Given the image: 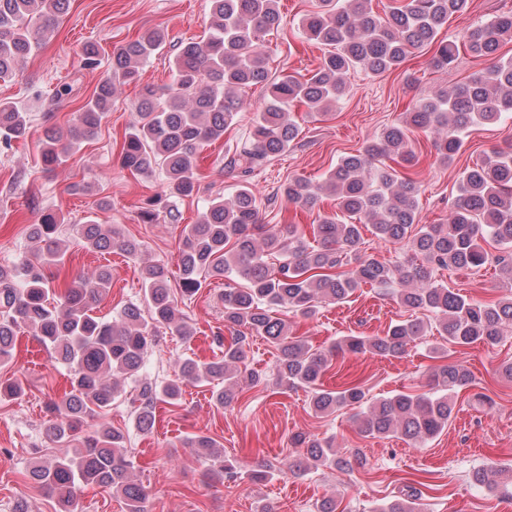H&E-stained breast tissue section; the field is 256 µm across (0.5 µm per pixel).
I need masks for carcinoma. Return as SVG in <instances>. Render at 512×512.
Returning <instances> with one entry per match:
<instances>
[{"mask_svg": "<svg viewBox=\"0 0 512 512\" xmlns=\"http://www.w3.org/2000/svg\"><path fill=\"white\" fill-rule=\"evenodd\" d=\"M67 2L0 0L1 80L20 68L38 44V35L52 29ZM209 2L207 39L181 43L168 85L141 86L134 118L125 132L122 165L144 177L153 176L159 168L164 173L163 194L143 208L142 219L156 220L161 208L172 214V203L193 193L201 149L223 138L234 124L240 94L253 86H266L268 94L249 142L226 163L242 180L228 196L208 200L197 221L182 229V293L197 292L210 278L227 279L224 322L243 327L274 347L277 384L307 389L315 413L355 405L361 408L356 414L358 429L366 436L401 434L420 443L436 437L453 417L457 390L473 385L469 370L460 363L438 368L432 393L400 391L373 401L366 400L359 386L326 389L322 378L330 356L348 352L400 358L410 344L433 330L455 345L491 347L512 331V296L481 302L436 280L441 270L485 265L489 261L486 243L512 248V147L492 151L461 173L457 201L440 224H419V187L386 164L388 159L409 163L415 158L410 134L416 130L434 134L437 159L447 164L463 149L464 132L471 124L512 119V58L498 60L449 91L420 99L399 123L384 128L376 141L343 156L323 184L300 176L289 179L282 195L302 207H314L324 186L336 195L339 212L319 218L312 238L296 224L261 234L257 200L244 177L286 151L297 138L291 106L302 103L312 112H328L348 93L350 70L383 74L399 68L414 51L432 44L450 16L468 9L469 0H402L384 16L373 11L371 0H315L302 29L308 40L326 47L327 53L306 78L270 75L262 42L281 24L278 0ZM508 41H512V10L471 27L460 44L440 43L432 64L440 69L452 65L461 45L476 57H491ZM165 42L163 30H147L112 54V76L99 83L67 132L46 131L45 165H60L81 139L97 132L112 111L114 79L124 84L139 82L141 66ZM28 124L27 113L0 101V141L8 144L20 139ZM60 225L55 213L43 212L30 225L35 252L8 268L0 266V364L10 359L18 329L28 327L70 369L69 393L51 404L58 416L46 428L51 440L69 436L87 417L108 413L122 397H129L133 405L136 427L148 433L157 403L176 404L184 381L218 386L217 402L229 406L243 379L258 380L256 374L243 370V335L224 344V354L214 360L182 359L176 380L161 385L148 380L146 357L155 344L157 328L183 338L192 336L170 288L168 268L160 263L144 266L141 302L125 305L110 321L98 320L90 308L111 286L108 267H100L90 277H78L59 296L44 275L45 268L61 264L66 255ZM367 226L384 243L407 245L411 260L389 263L362 250V230ZM79 233L85 247L94 252H120L131 258L140 252V244L125 236L117 224L90 220ZM367 284L398 285L397 303L412 312H428V320H401L382 336H346L319 350L307 339L288 334V322L274 314L286 308L309 316L321 303L348 301ZM297 442L303 445L300 458L287 465L295 474L362 465L358 456L339 454L331 440L301 436ZM191 447L217 463L216 473L225 479L239 477L237 462L214 451L210 437H194ZM132 467L126 434L102 426L84 447L36 464L29 475L58 502L61 512H81L78 486L89 483L111 488L123 498L127 512H144L147 488L130 478ZM474 480L492 492L512 491V468L498 470L494 481L478 471ZM371 512L424 510L418 489L410 486L403 498L381 503Z\"/></svg>", "mask_w": 512, "mask_h": 512, "instance_id": "carcinoma-1", "label": "carcinoma"}]
</instances>
